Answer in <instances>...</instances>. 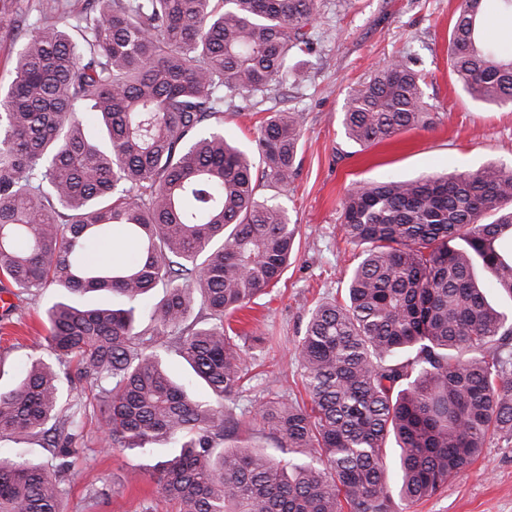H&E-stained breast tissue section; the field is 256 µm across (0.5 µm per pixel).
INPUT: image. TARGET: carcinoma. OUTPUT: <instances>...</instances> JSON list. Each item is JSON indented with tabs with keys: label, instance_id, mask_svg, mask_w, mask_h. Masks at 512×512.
Returning a JSON list of instances; mask_svg holds the SVG:
<instances>
[{
	"label": "carcinoma",
	"instance_id": "1",
	"mask_svg": "<svg viewBox=\"0 0 512 512\" xmlns=\"http://www.w3.org/2000/svg\"><path fill=\"white\" fill-rule=\"evenodd\" d=\"M459 0L449 30L457 84L473 101L512 104V52L487 38L489 4ZM322 0H0L14 32L12 78L0 86V292L55 285L70 297L108 293L125 307L63 299L46 311L55 355L92 379L101 443L167 456L148 470L177 512H392L435 494L512 436V168L359 184L342 205L361 248L347 297L312 309L294 352L308 399L279 391L240 414L250 334L233 326L296 258L298 226L255 170L293 180L302 119L273 112L251 148L224 136V108L260 103L305 81ZM38 25L22 33L28 11ZM424 75L407 56L376 65L351 91L348 140L379 143L433 120ZM112 242L123 256L92 260ZM162 300L148 304L158 289ZM200 300L208 319L188 323ZM190 366L173 381L161 350ZM86 409L36 359L0 390V436L37 439L50 465L0 455V512H61ZM259 424L282 456L229 445ZM399 453L387 459V443Z\"/></svg>",
	"mask_w": 512,
	"mask_h": 512
}]
</instances>
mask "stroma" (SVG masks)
Wrapping results in <instances>:
<instances>
[{"label":"stroma","instance_id":"stroma-1","mask_svg":"<svg viewBox=\"0 0 512 512\" xmlns=\"http://www.w3.org/2000/svg\"><path fill=\"white\" fill-rule=\"evenodd\" d=\"M458 0H327L312 27L313 46L305 55L307 79L273 90L264 104L224 112V133L241 144L255 140L268 112L298 111L303 117L302 149L296 174L284 191L268 183L259 198L279 195L299 232L298 255L278 285L267 288L252 312L248 330L263 337L247 355L250 380L239 405L262 399L268 390L302 389L292 360L307 318L318 303L343 299L359 250L340 229L342 202L356 183L387 177L414 179L455 174L487 163L512 167V107L472 101L448 66V30ZM408 54L425 75V94L436 114L433 127L396 135L361 147L341 124L349 93L383 59ZM58 288L13 298L0 311V385L17 380L33 359H51L43 312ZM84 453L65 475L64 512H174L160 502L147 476L153 458L134 451H101L103 420L87 413ZM101 497L87 510L90 490ZM393 512H512V438L491 436L482 456L432 497L407 503L391 484Z\"/></svg>","mask_w":512,"mask_h":512}]
</instances>
